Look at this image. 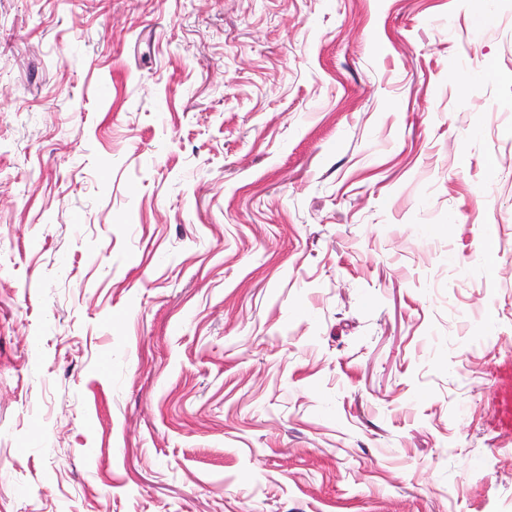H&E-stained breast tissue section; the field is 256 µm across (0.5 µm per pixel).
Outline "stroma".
<instances>
[{
	"mask_svg": "<svg viewBox=\"0 0 512 512\" xmlns=\"http://www.w3.org/2000/svg\"><path fill=\"white\" fill-rule=\"evenodd\" d=\"M0 512H512V0H0Z\"/></svg>",
	"mask_w": 512,
	"mask_h": 512,
	"instance_id": "1",
	"label": "stroma"
}]
</instances>
